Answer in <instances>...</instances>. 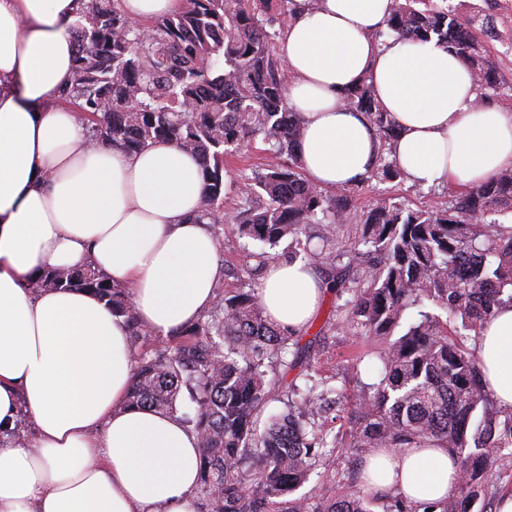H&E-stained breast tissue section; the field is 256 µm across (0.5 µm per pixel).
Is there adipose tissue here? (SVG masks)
Returning a JSON list of instances; mask_svg holds the SVG:
<instances>
[{
  "label": "adipose tissue",
  "instance_id": "1",
  "mask_svg": "<svg viewBox=\"0 0 512 512\" xmlns=\"http://www.w3.org/2000/svg\"><path fill=\"white\" fill-rule=\"evenodd\" d=\"M294 0L279 39L287 101L300 112L305 175L327 189L366 179L374 125L343 106L372 86L399 128L392 151L416 186H479L512 168V110L479 102L467 65L437 42L375 40L392 0ZM79 0H0V427L28 415L33 443L0 446V512H196L200 437L178 414L124 404L130 331L96 296L34 289L40 267L85 266L126 287L142 327L169 336L212 307L222 250L195 217L199 159L172 143L128 154L87 146L59 104L76 53ZM325 293L304 261H271L258 295L301 333ZM473 346L497 402L512 406V307ZM377 495L447 497L459 465L406 448L364 466Z\"/></svg>",
  "mask_w": 512,
  "mask_h": 512
}]
</instances>
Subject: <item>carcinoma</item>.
Masks as SVG:
<instances>
[{"instance_id":"obj_1","label":"carcinoma","mask_w":512,"mask_h":512,"mask_svg":"<svg viewBox=\"0 0 512 512\" xmlns=\"http://www.w3.org/2000/svg\"><path fill=\"white\" fill-rule=\"evenodd\" d=\"M292 0H181L174 13L134 25L120 0H86L76 23L78 50L61 100L88 122L92 139L126 153L159 142L176 143L201 160L205 184L197 221L231 224V240L249 238L271 249L306 224H353L355 246L374 248L379 261L362 275L336 265L322 238L303 246L307 257L335 268L328 288L350 294L342 323L365 336L386 339L378 351L377 381L359 394L350 412V447L365 458L382 448H446L460 464L454 491L423 512H473L496 464L512 457V407H501L482 382L476 337L503 305L512 306V169L459 192L445 208L411 207L382 198L358 211L362 185L326 190L304 174L297 145L301 118L286 101L288 74L276 47L278 16ZM492 18H462L433 0H394L386 30L418 42L448 47L477 78L479 94L501 87L482 37ZM343 103L364 113L381 143L370 178L405 180L391 157L395 121L361 83ZM269 161L250 174L224 166L256 138ZM238 198L224 212V193ZM32 281L45 288L85 290L127 324L136 323L125 287L84 267L44 269ZM417 318L398 337L405 310ZM220 315L194 323L161 348L140 354L125 408L174 412L181 388L197 404L194 429L202 440L200 490L209 512H415L398 496H375L351 475L355 489L338 496L325 489L312 504L294 492L310 476L319 448L336 447L318 421L344 408L341 393L305 374L292 385L287 411L257 418L285 385L277 367L289 362L292 336L270 324L257 289L219 298Z\"/></svg>"}]
</instances>
